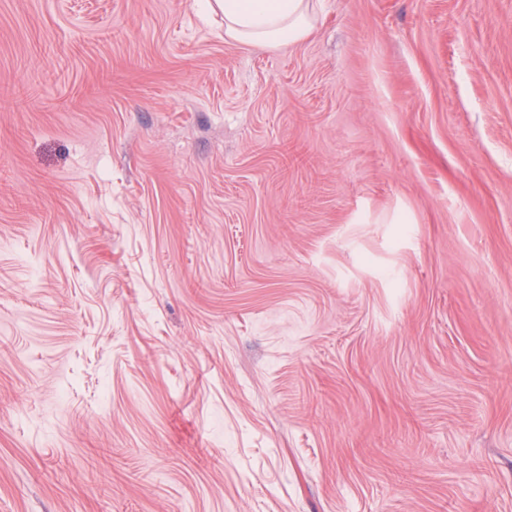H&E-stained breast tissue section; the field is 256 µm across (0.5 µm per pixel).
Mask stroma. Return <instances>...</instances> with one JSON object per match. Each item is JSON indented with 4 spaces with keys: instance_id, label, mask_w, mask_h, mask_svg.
<instances>
[{
    "instance_id": "1",
    "label": "stroma",
    "mask_w": 512,
    "mask_h": 512,
    "mask_svg": "<svg viewBox=\"0 0 512 512\" xmlns=\"http://www.w3.org/2000/svg\"><path fill=\"white\" fill-rule=\"evenodd\" d=\"M0 512H512V0H0ZM321 0H207L208 14H224V36L247 45H296L314 31Z\"/></svg>"
}]
</instances>
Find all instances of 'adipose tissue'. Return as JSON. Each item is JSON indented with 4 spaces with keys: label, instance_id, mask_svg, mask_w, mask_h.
I'll return each instance as SVG.
<instances>
[{
    "label": "adipose tissue",
    "instance_id": "1",
    "mask_svg": "<svg viewBox=\"0 0 512 512\" xmlns=\"http://www.w3.org/2000/svg\"><path fill=\"white\" fill-rule=\"evenodd\" d=\"M318 0H206L224 15L226 38L247 45H296L314 31Z\"/></svg>",
    "mask_w": 512,
    "mask_h": 512
}]
</instances>
